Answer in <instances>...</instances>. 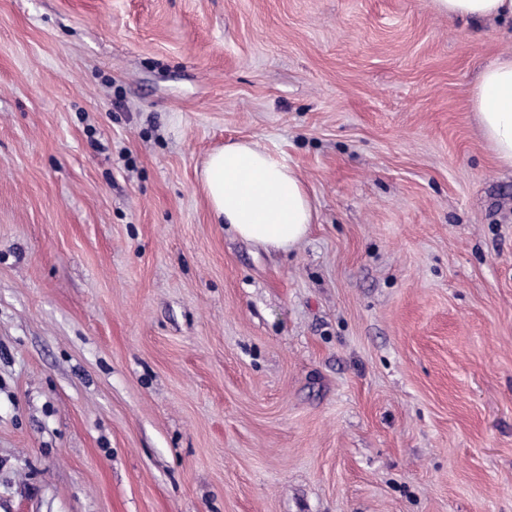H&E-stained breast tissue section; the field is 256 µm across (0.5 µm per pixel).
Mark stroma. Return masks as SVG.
<instances>
[{
	"instance_id": "obj_1",
	"label": "stroma",
	"mask_w": 512,
	"mask_h": 512,
	"mask_svg": "<svg viewBox=\"0 0 512 512\" xmlns=\"http://www.w3.org/2000/svg\"><path fill=\"white\" fill-rule=\"evenodd\" d=\"M505 54L431 0H0V512H512ZM236 140L292 250L213 223ZM482 137L501 166L512 168V55L485 67L471 93ZM200 179L216 224L248 242L287 251L313 224V204L296 170L257 143L215 148Z\"/></svg>"
}]
</instances>
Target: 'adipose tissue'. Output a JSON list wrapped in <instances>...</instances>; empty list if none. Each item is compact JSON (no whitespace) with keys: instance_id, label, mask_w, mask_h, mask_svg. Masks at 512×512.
Instances as JSON below:
<instances>
[{"instance_id":"adipose-tissue-1","label":"adipose tissue","mask_w":512,"mask_h":512,"mask_svg":"<svg viewBox=\"0 0 512 512\" xmlns=\"http://www.w3.org/2000/svg\"><path fill=\"white\" fill-rule=\"evenodd\" d=\"M452 19L512 20V0H432ZM482 137L500 165L512 168V55L485 67L471 93ZM200 179L216 223L238 237L287 251L303 240L314 218L308 190L296 170L249 141L212 150Z\"/></svg>"}]
</instances>
